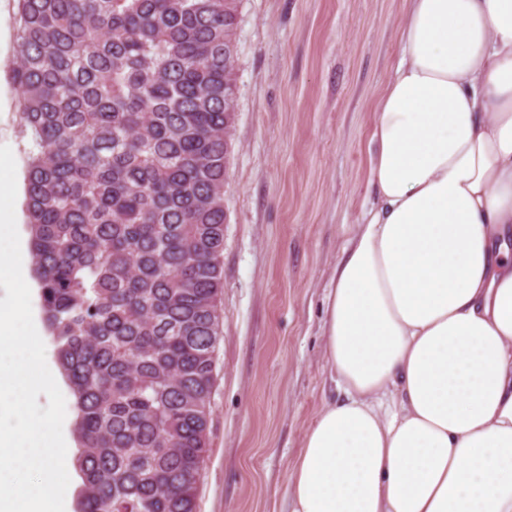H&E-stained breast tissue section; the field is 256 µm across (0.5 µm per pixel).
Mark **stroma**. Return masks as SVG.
<instances>
[{"label":"stroma","instance_id":"obj_1","mask_svg":"<svg viewBox=\"0 0 512 512\" xmlns=\"http://www.w3.org/2000/svg\"><path fill=\"white\" fill-rule=\"evenodd\" d=\"M405 0H242L224 199L222 338L197 512H287L288 471L338 394L323 351L336 261L369 203L373 111ZM0 0V145L31 149Z\"/></svg>","mask_w":512,"mask_h":512}]
</instances>
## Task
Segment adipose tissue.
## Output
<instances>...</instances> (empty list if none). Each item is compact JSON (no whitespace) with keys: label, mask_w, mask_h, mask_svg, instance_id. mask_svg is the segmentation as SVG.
I'll return each instance as SVG.
<instances>
[{"label":"adipose tissue","mask_w":512,"mask_h":512,"mask_svg":"<svg viewBox=\"0 0 512 512\" xmlns=\"http://www.w3.org/2000/svg\"><path fill=\"white\" fill-rule=\"evenodd\" d=\"M290 512H512V0H406Z\"/></svg>","instance_id":"adipose-tissue-1"}]
</instances>
